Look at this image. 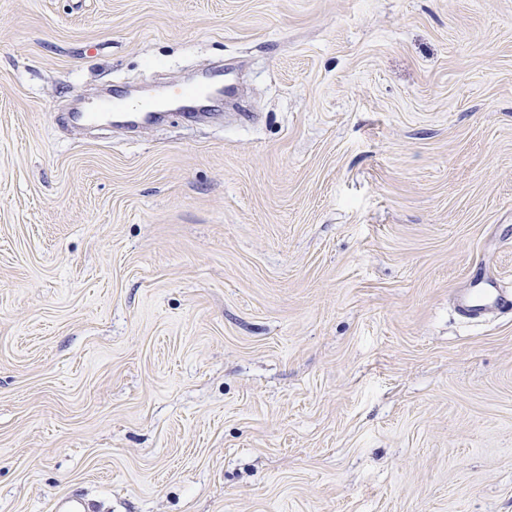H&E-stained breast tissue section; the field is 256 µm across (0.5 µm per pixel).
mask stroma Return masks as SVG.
I'll list each match as a JSON object with an SVG mask.
<instances>
[{"instance_id":"35a3bbf8","label":"stroma","mask_w":512,"mask_h":512,"mask_svg":"<svg viewBox=\"0 0 512 512\" xmlns=\"http://www.w3.org/2000/svg\"><path fill=\"white\" fill-rule=\"evenodd\" d=\"M216 117L68 112L208 68ZM512 0H0V512H512ZM487 281L494 288H481L476 293L457 295V309L464 318H478L494 309L512 307V292L497 288L492 280Z\"/></svg>"}]
</instances>
